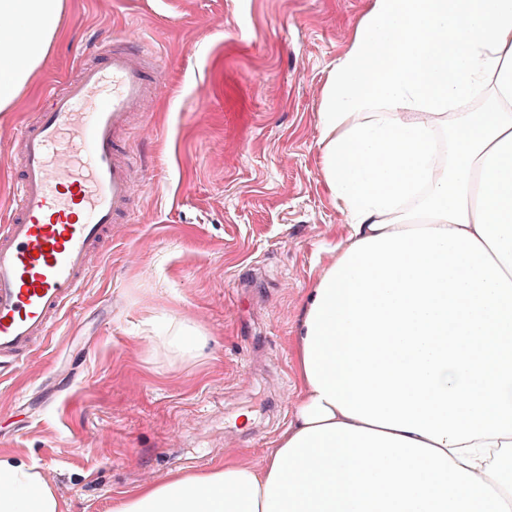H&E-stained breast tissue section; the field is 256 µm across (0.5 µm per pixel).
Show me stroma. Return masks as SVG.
Returning <instances> with one entry per match:
<instances>
[{
  "label": "stroma",
  "instance_id": "obj_1",
  "mask_svg": "<svg viewBox=\"0 0 512 512\" xmlns=\"http://www.w3.org/2000/svg\"><path fill=\"white\" fill-rule=\"evenodd\" d=\"M371 0H65L62 33L0 112V216L23 122L96 48L149 41L159 90L127 137L145 186L80 296L17 375L0 378V453L38 465L68 512L177 471L261 461L287 424L290 340L317 266L345 233L317 146L329 72ZM199 328L200 357L152 338ZM253 416L248 426L240 412Z\"/></svg>",
  "mask_w": 512,
  "mask_h": 512
}]
</instances>
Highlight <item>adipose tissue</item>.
Instances as JSON below:
<instances>
[{"instance_id":"obj_1","label":"adipose tissue","mask_w":512,"mask_h":512,"mask_svg":"<svg viewBox=\"0 0 512 512\" xmlns=\"http://www.w3.org/2000/svg\"><path fill=\"white\" fill-rule=\"evenodd\" d=\"M64 5L0 0V112ZM318 126L346 234L301 299L288 424L261 462L173 473L112 512H512V0H371ZM158 342L204 347L186 321ZM0 512L66 505L5 455Z\"/></svg>"}]
</instances>
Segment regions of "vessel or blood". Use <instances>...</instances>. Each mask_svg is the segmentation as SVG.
Masks as SVG:
<instances>
[{
    "mask_svg": "<svg viewBox=\"0 0 512 512\" xmlns=\"http://www.w3.org/2000/svg\"><path fill=\"white\" fill-rule=\"evenodd\" d=\"M158 75L156 54L113 38L21 128V178L0 225V370L23 367L85 288L113 225L128 222L142 184L123 137Z\"/></svg>",
    "mask_w": 512,
    "mask_h": 512,
    "instance_id": "b4317fda",
    "label": "vessel or blood"
}]
</instances>
